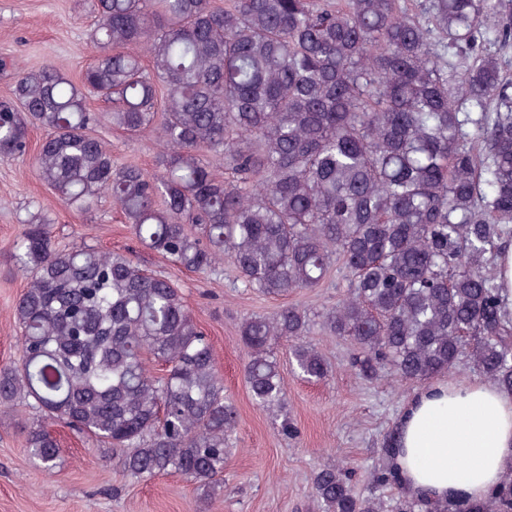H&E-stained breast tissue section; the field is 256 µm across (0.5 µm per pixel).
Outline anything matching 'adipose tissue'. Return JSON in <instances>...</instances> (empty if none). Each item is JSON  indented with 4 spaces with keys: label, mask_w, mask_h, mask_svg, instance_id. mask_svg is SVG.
I'll list each match as a JSON object with an SVG mask.
<instances>
[{
    "label": "adipose tissue",
    "mask_w": 512,
    "mask_h": 512,
    "mask_svg": "<svg viewBox=\"0 0 512 512\" xmlns=\"http://www.w3.org/2000/svg\"><path fill=\"white\" fill-rule=\"evenodd\" d=\"M388 461L412 498L487 497L512 470V393L485 379L428 381L402 407Z\"/></svg>",
    "instance_id": "obj_1"
}]
</instances>
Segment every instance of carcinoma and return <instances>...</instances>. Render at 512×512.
Listing matches in <instances>:
<instances>
[{
  "mask_svg": "<svg viewBox=\"0 0 512 512\" xmlns=\"http://www.w3.org/2000/svg\"><path fill=\"white\" fill-rule=\"evenodd\" d=\"M96 49L80 81L48 63L22 70L0 101V158L80 209L107 196L147 248L189 271L229 259L269 297L319 288L335 260L349 292L320 315L352 339L350 366L400 382L457 369L467 355L512 392V316L495 258L512 236V79L486 43L512 47V0H96ZM112 126L155 133L156 170L114 165L92 135L91 95ZM224 159L219 178L209 157ZM11 260L28 275L15 307L20 358L0 370V407L22 400L112 450L127 476L179 473L205 493L224 481L238 413L211 345L170 280L122 252L57 249L37 216ZM303 308L244 319L255 402L285 405L274 345L302 376L326 359L302 339ZM161 363L157 376L151 365ZM24 448L51 475L54 438ZM328 466L321 512H385ZM373 488L397 484L388 466ZM397 512H512V474L487 498Z\"/></svg>",
  "mask_w": 512,
  "mask_h": 512,
  "instance_id": "carcinoma-1",
  "label": "carcinoma"
}]
</instances>
